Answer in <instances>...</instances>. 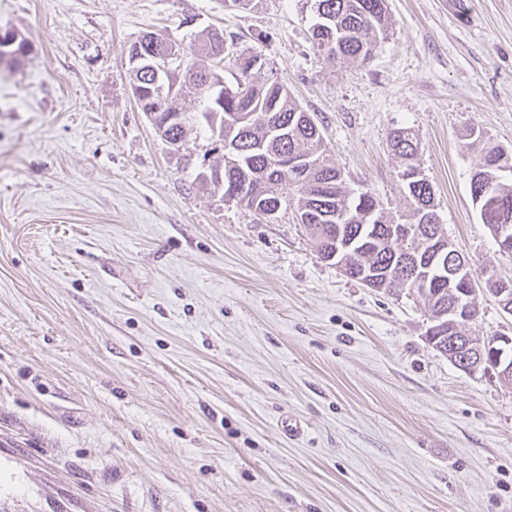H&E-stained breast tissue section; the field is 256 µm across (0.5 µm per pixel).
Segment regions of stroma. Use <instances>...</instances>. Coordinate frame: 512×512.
<instances>
[{
  "label": "stroma",
  "instance_id": "obj_1",
  "mask_svg": "<svg viewBox=\"0 0 512 512\" xmlns=\"http://www.w3.org/2000/svg\"><path fill=\"white\" fill-rule=\"evenodd\" d=\"M371 60L313 47L310 0H0V512H512V385L459 369L431 321L204 179L202 123L165 142L131 90L144 34L260 55L327 157L406 220L411 129L476 279L512 278L481 223L474 129L512 156V0H387ZM474 336H512L478 293ZM3 41V43H2ZM7 42L8 47L2 48ZM27 53V45L24 40L17 38L16 34L11 30L0 32V66L6 64L8 66L16 65L20 59ZM391 147L395 155L402 159L414 158L418 154V142L410 129L400 128L391 137Z\"/></svg>",
  "mask_w": 512,
  "mask_h": 512
}]
</instances>
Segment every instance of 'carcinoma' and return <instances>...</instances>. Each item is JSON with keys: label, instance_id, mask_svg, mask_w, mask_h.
Instances as JSON below:
<instances>
[{"label": "carcinoma", "instance_id": "carcinoma-1", "mask_svg": "<svg viewBox=\"0 0 512 512\" xmlns=\"http://www.w3.org/2000/svg\"><path fill=\"white\" fill-rule=\"evenodd\" d=\"M327 20L314 25L313 45L322 54L335 58L355 59L366 62L374 54L380 36L388 28L386 0H319ZM0 66L17 64L27 53L24 40L11 30L0 32ZM168 42L152 33L143 36L129 48V53L159 54ZM225 51L224 36L211 33L194 46L190 56L184 58V68H192L190 84L199 97L201 115L211 134L222 139L229 128H234L231 139L234 163H224L223 182L213 183V188L230 187L242 177L258 189V196L246 208L259 213L269 205L284 202L283 190L289 184L287 176L277 168L278 158L284 153L311 155L319 161V168L310 174L305 186L295 187L297 210H306L319 218L321 226L346 224L349 234L356 238L354 264L357 267L386 269L393 251L410 248L420 270L429 275L430 287L444 291L453 298L460 283L441 275L432 263L436 242L427 232L411 235L407 243L390 238L395 222L384 215L380 201L369 190H347L341 170L327 163L323 135L312 117L291 96L288 88L274 80L258 81L256 75L265 62L255 54L240 52L229 58L235 69L232 81L224 80L223 68L211 64L213 57ZM132 91L141 111L163 123L166 109L156 98L157 87L164 85L172 90L177 77L149 67L131 73ZM274 119L288 126L287 136L276 139L267 137L266 120ZM395 155L406 160L418 154V142L407 128L396 130L391 137ZM500 148L490 143L484 147L483 161L478 171L489 180L497 175L488 163ZM411 211L408 223L427 224L435 215L434 194L429 181L414 180L407 184ZM490 232L499 224L512 225V181L503 195L501 206L481 219Z\"/></svg>", "mask_w": 512, "mask_h": 512}]
</instances>
